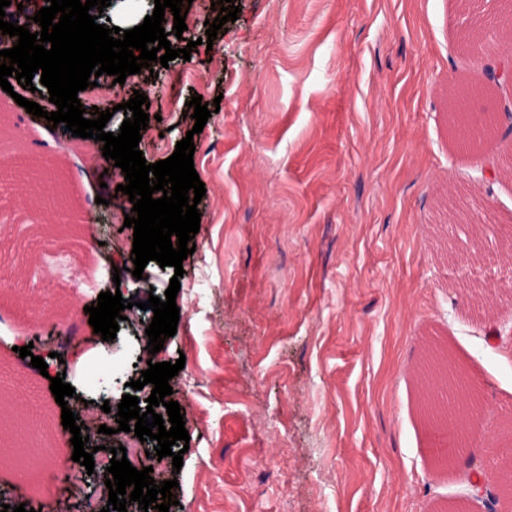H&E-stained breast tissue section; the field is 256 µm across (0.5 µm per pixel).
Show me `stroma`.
Segmentation results:
<instances>
[{"label": "stroma", "mask_w": 512, "mask_h": 512, "mask_svg": "<svg viewBox=\"0 0 512 512\" xmlns=\"http://www.w3.org/2000/svg\"><path fill=\"white\" fill-rule=\"evenodd\" d=\"M240 11L212 45L211 0H193L183 40L190 59L127 76L101 75L90 104L113 109L147 95L151 120L139 149L167 159L192 136L206 193L200 231L183 261L177 332L149 354L139 310L103 341L84 308L100 293L146 301L164 296L174 267L151 261L134 278L131 228L113 226L125 205L122 177L87 154L82 138L25 133L26 110L0 111V136L21 147L0 157L26 173L0 190L12 221L0 223V451L64 441L62 408L29 423L20 403L31 382L49 391L56 362L33 368L18 350L45 356L66 338L77 395L118 406L148 362L185 367L173 377L190 435L169 512H432L470 491L464 474L486 473L482 457L454 472L430 460V434L417 410L415 372L427 346L442 344L483 394V430L495 438L512 414V301L489 319L463 304L453 258L472 213L449 222V192L486 203L512 226V180L485 178L481 161L503 154L499 128L479 155L454 144L448 91L492 68L474 58L468 31L488 28L495 0H235ZM219 101L200 134L185 117L192 94ZM41 203L38 243L30 231ZM119 281L96 278L100 265ZM119 371L106 386L97 365ZM101 473L70 477L62 459L44 460L28 479H0L10 503H63L84 512L102 501Z\"/></svg>", "instance_id": "stroma-1"}]
</instances>
